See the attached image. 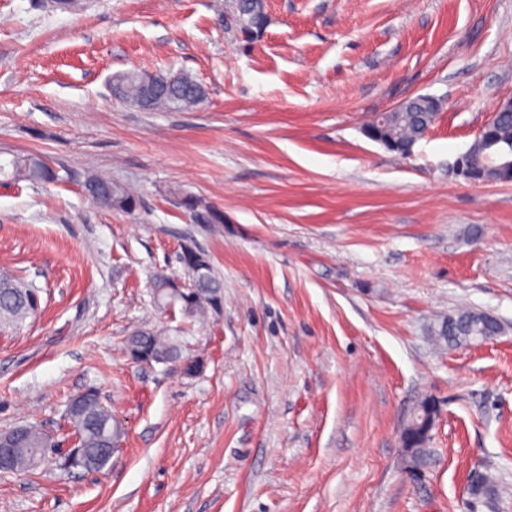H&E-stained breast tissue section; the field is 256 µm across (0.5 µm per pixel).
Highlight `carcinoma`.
Returning a JSON list of instances; mask_svg holds the SVG:
<instances>
[{"label": "carcinoma", "instance_id": "obj_1", "mask_svg": "<svg viewBox=\"0 0 512 512\" xmlns=\"http://www.w3.org/2000/svg\"><path fill=\"white\" fill-rule=\"evenodd\" d=\"M234 4L240 32L248 40L254 38L263 30L267 21L265 0H234ZM113 79L114 83L120 85L123 98L139 106L143 105L146 85L154 83L158 93L151 102L152 110H185L202 104L206 99V92L200 83L184 73L174 75V81L169 85L164 83L162 74L146 75L135 71L119 73ZM437 116L436 106L428 98L418 96L409 100L402 111L389 115L384 123L370 122L368 127L373 129L377 137L394 134L395 142L387 146V149L402 154L405 145L424 136ZM485 133L511 147L512 114H499L485 129ZM470 164L485 175L491 174L495 167L494 159L487 156L479 140L472 144ZM63 170L64 167L56 168L34 154H16L8 160L0 161V177L13 182L58 183L66 179L61 174ZM84 189L95 204L110 210L133 213L139 205L138 198L127 187L104 175H90ZM179 205L195 224L224 223V211L198 197L183 194L179 198ZM177 261L188 278L187 288L174 295L170 290L172 277L157 274L153 281L157 299L166 306L179 307L183 316L191 321L210 311L219 312L224 302V285L222 279L215 274L208 256L195 245L185 244L177 255ZM0 281L3 282L0 287V328H16L39 311L41 289L20 278L4 277ZM503 334V325L495 317L471 308H462L448 314L431 327V336L436 343L448 347ZM129 340L131 344L127 345V349H133L144 357L164 352L175 359L181 358L177 339L159 330H139L131 334ZM84 399V409L68 411L66 416L74 431L80 434L81 447L99 457L97 471L101 472L112 463L111 458L100 455L103 439L116 434L118 428L112 425V411L105 407L98 391L85 390ZM431 430L432 427L421 420L403 429L402 444L413 449L410 458V468L413 470L422 467ZM42 448L43 432L35 426L29 440L20 445L14 468L20 472L29 470L31 459L40 456ZM468 494L467 512H476V508L482 505L493 509L500 500L499 481L493 475L482 474L478 484L471 485Z\"/></svg>", "mask_w": 512, "mask_h": 512}]
</instances>
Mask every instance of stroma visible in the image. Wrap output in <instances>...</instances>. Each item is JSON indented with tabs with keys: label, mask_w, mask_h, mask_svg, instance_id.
<instances>
[{
	"label": "stroma",
	"mask_w": 512,
	"mask_h": 512,
	"mask_svg": "<svg viewBox=\"0 0 512 512\" xmlns=\"http://www.w3.org/2000/svg\"><path fill=\"white\" fill-rule=\"evenodd\" d=\"M0 0V152L67 168L0 180V273L41 312L0 332V430L70 442L71 396L96 389L124 434L112 465L0 474V512H463L481 465L512 512V183L453 165L512 98V0H266L244 41L227 0ZM187 73L185 112L113 100L119 72ZM440 98L411 157L364 134ZM134 190L96 206L88 173ZM224 212L192 223L177 192ZM193 244L224 282L219 314L158 307ZM462 307L506 326L453 349L427 327ZM137 328L180 330L199 371L143 364ZM440 409L421 479L400 436Z\"/></svg>",
	"instance_id": "35a3bbf8"
}]
</instances>
